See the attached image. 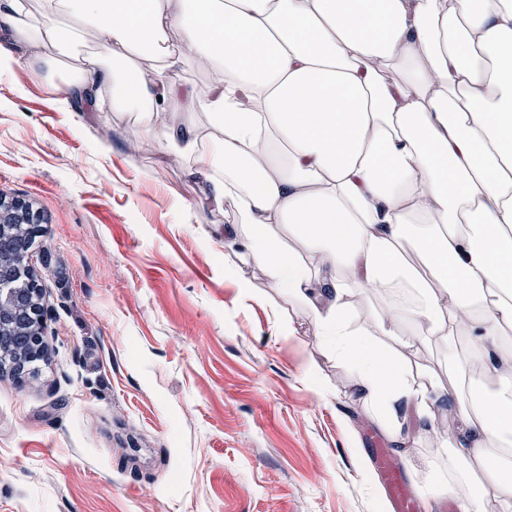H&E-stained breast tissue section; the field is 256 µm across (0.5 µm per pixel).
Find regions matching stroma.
Here are the masks:
<instances>
[{
	"label": "stroma",
	"instance_id": "stroma-1",
	"mask_svg": "<svg viewBox=\"0 0 512 512\" xmlns=\"http://www.w3.org/2000/svg\"><path fill=\"white\" fill-rule=\"evenodd\" d=\"M1 46L0 197L42 227L28 264L48 354L0 374V512H390L375 448L438 512L448 468L426 423L377 409L237 260L206 177L131 153L134 113L40 86L2 22Z\"/></svg>",
	"mask_w": 512,
	"mask_h": 512
}]
</instances>
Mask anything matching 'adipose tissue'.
<instances>
[{
	"label": "adipose tissue",
	"mask_w": 512,
	"mask_h": 512,
	"mask_svg": "<svg viewBox=\"0 0 512 512\" xmlns=\"http://www.w3.org/2000/svg\"><path fill=\"white\" fill-rule=\"evenodd\" d=\"M16 42L65 68L67 20L93 36L65 87L111 81L107 106L135 113L143 142L191 158L215 204L231 202L241 257L312 318L366 397L412 401L440 431L431 395L453 393L458 432L448 468L465 463L478 496L458 512L512 502V352L489 342L512 327V0H0ZM213 63L188 109L210 120V147L184 118L160 123L179 46ZM300 241L301 253L283 237ZM410 288L383 307L377 335L402 324L414 351L470 341L487 377L451 387L379 356L350 311L352 294Z\"/></svg>",
	"instance_id": "obj_1"
}]
</instances>
